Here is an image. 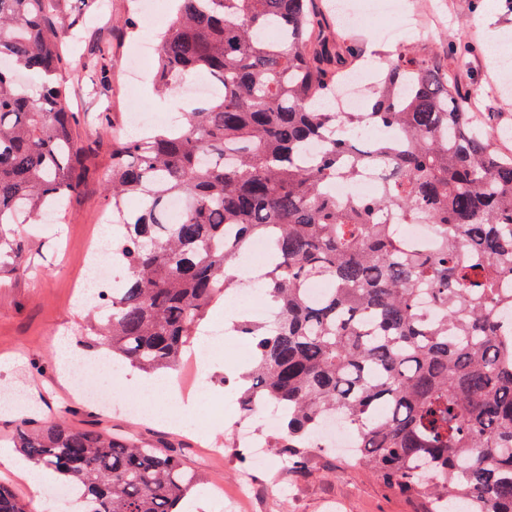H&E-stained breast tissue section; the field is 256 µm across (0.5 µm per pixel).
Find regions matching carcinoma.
<instances>
[{"instance_id": "cac0c4a2", "label": "carcinoma", "mask_w": 512, "mask_h": 512, "mask_svg": "<svg viewBox=\"0 0 512 512\" xmlns=\"http://www.w3.org/2000/svg\"><path fill=\"white\" fill-rule=\"evenodd\" d=\"M158 33L155 83L190 73L220 93L178 127L112 141L101 173L119 287L95 300L85 342L155 375L179 368L212 308L240 283L242 245L264 239L255 278L270 322L233 321L256 358L240 408L278 411L272 442L299 471L340 417L356 462L427 512H512V149L493 151L469 119L474 92L438 52L391 56L364 112L314 104L358 50L325 35L315 0H176ZM58 0H0V271L26 253L22 227L57 215L84 187L87 155L67 105ZM112 44L70 66L103 84ZM41 83L34 88L28 78ZM389 131L369 141L362 130ZM375 165V197L340 200L334 180ZM171 198L186 201L176 223ZM428 220L417 250L392 226ZM325 296L312 301L310 285ZM427 297L432 311L420 306ZM15 447L79 492L81 512H180L201 478L163 445L78 428L65 415L19 418ZM0 512H31L0 482Z\"/></svg>"}]
</instances>
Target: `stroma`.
Returning <instances> with one entry per match:
<instances>
[{
	"instance_id": "stroma-1",
	"label": "stroma",
	"mask_w": 512,
	"mask_h": 512,
	"mask_svg": "<svg viewBox=\"0 0 512 512\" xmlns=\"http://www.w3.org/2000/svg\"><path fill=\"white\" fill-rule=\"evenodd\" d=\"M139 0H74L64 10L61 25H73L78 37L77 52H87L97 41L112 44V69L100 92L81 88L68 98L73 111L110 116V131L103 134L91 124H80V137L89 149L83 195L73 202L61 221L26 225V254L16 274L0 277V390L12 388L13 405H0V448H12V434L31 396L41 398L34 417L50 420L61 406H68L74 425H101L126 430L149 442L177 447L181 458L204 482L206 496L194 499L195 512H425L423 499L398 494L369 468L350 465L344 450H324L313 455L303 472L274 467L255 468L249 449L237 447L235 428L243 421L237 402L239 376L252 361L251 355L237 354L234 337L224 338V352L212 357L206 372L207 384L201 399L184 403L174 395H155L139 387L141 372L122 365L101 362L99 377L117 383L119 396L112 406L102 407L78 397L70 380L58 372L54 340L72 335L83 325L89 312L76 286L86 274L85 251L98 238L105 208L101 183L95 171L104 165L112 149V139L128 134V116L144 111L154 113L157 126H166L172 117L189 109L185 94L160 96L154 86L153 69L132 76V52L155 33L138 11ZM410 9H432L438 17L432 41L423 50L471 40L479 48L471 60L465 83L477 90V109L495 113L490 131L493 141L512 149V93L496 88L490 51L512 56V9L505 0H484L473 8L471 0H405ZM339 38L358 48L375 68L385 67L389 54L399 45L385 35L382 20L374 19L357 27L339 30ZM143 396L145 410L132 414L125 402ZM222 447L223 456L213 448ZM251 476L253 497L246 505L233 502L236 480ZM0 481L11 484L41 512L45 502H57L60 512H77L72 498L55 479L33 484L18 473L13 463L0 459ZM223 486L222 496H212L215 486Z\"/></svg>"
}]
</instances>
